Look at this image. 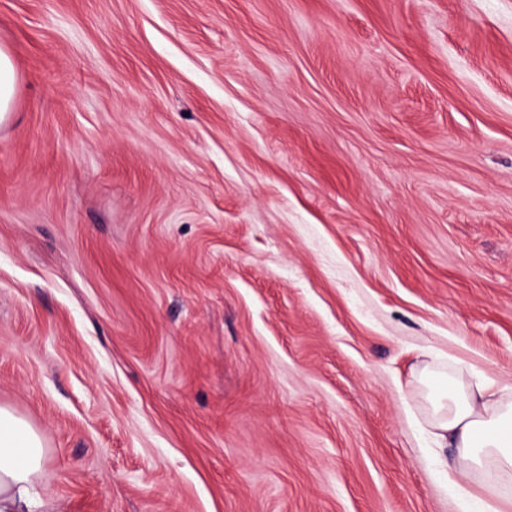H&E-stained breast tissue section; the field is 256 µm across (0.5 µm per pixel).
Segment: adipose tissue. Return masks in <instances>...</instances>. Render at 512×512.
<instances>
[{
    "label": "adipose tissue",
    "mask_w": 512,
    "mask_h": 512,
    "mask_svg": "<svg viewBox=\"0 0 512 512\" xmlns=\"http://www.w3.org/2000/svg\"><path fill=\"white\" fill-rule=\"evenodd\" d=\"M424 383L440 445L458 448L470 468L484 474L486 494L480 498L449 480L460 512H502L495 486L512 476V399L490 378L471 384L450 375L440 384L431 374ZM47 461L35 428L0 407V512H58L34 490Z\"/></svg>",
    "instance_id": "obj_1"
}]
</instances>
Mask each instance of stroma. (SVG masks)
Segmentation results:
<instances>
[{
    "label": "stroma",
    "instance_id": "35a3bbf8",
    "mask_svg": "<svg viewBox=\"0 0 512 512\" xmlns=\"http://www.w3.org/2000/svg\"><path fill=\"white\" fill-rule=\"evenodd\" d=\"M0 407L60 512H458L423 368L512 384V0H0ZM17 74L9 51L0 46V122L12 112Z\"/></svg>",
    "mask_w": 512,
    "mask_h": 512
}]
</instances>
